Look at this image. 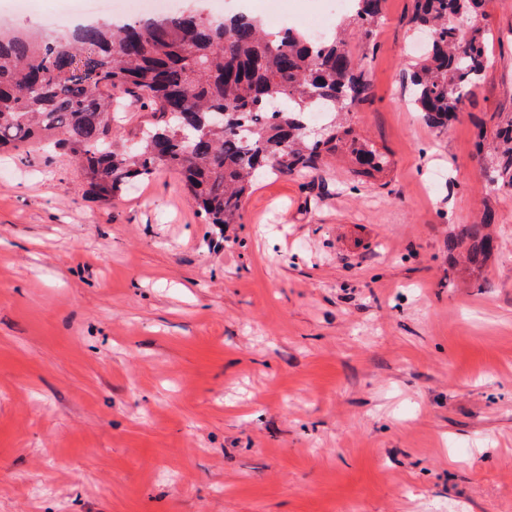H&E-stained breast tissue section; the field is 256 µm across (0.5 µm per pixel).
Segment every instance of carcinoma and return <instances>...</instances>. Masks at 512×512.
Returning a JSON list of instances; mask_svg holds the SVG:
<instances>
[{
  "label": "carcinoma",
  "instance_id": "carcinoma-1",
  "mask_svg": "<svg viewBox=\"0 0 512 512\" xmlns=\"http://www.w3.org/2000/svg\"><path fill=\"white\" fill-rule=\"evenodd\" d=\"M366 41L385 0H351ZM484 0H412L409 24L431 32L411 73V104L435 127L453 120L488 63L490 34L474 24ZM123 46L116 56L113 47ZM370 97L365 65L345 40L316 47L293 29L268 32L235 14L214 22L180 6L121 26L94 22L63 41L0 36V152L45 146L68 156L89 192L112 193L160 171H175L207 224H239L242 201L261 173H302L347 143L368 180L385 157L351 126L311 138L305 114L354 112ZM149 110L135 119L128 107ZM488 181L512 193V120L496 125ZM487 210L462 226L448 249L480 266L496 249Z\"/></svg>",
  "mask_w": 512,
  "mask_h": 512
}]
</instances>
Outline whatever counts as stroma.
I'll use <instances>...</instances> for the list:
<instances>
[{
  "instance_id": "1",
  "label": "stroma",
  "mask_w": 512,
  "mask_h": 512,
  "mask_svg": "<svg viewBox=\"0 0 512 512\" xmlns=\"http://www.w3.org/2000/svg\"><path fill=\"white\" fill-rule=\"evenodd\" d=\"M411 0H386L350 124L385 153L256 181L203 223L177 173L104 201L66 156L0 154V512H512V0L457 118L409 103ZM74 0H0L54 40ZM481 267L448 238L485 210ZM494 139L497 158L488 181L496 190L512 193V120L496 125Z\"/></svg>"
}]
</instances>
